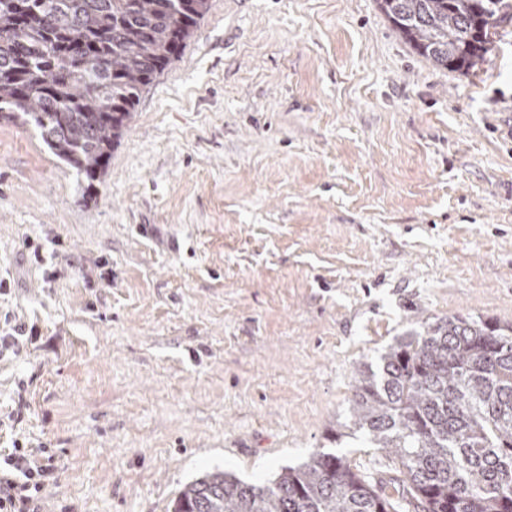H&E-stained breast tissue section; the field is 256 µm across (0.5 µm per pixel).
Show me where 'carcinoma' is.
<instances>
[{"label": "carcinoma", "mask_w": 512, "mask_h": 512, "mask_svg": "<svg viewBox=\"0 0 512 512\" xmlns=\"http://www.w3.org/2000/svg\"><path fill=\"white\" fill-rule=\"evenodd\" d=\"M210 0H0V112L33 123L91 189L141 92L179 60ZM433 66L468 74L512 0H378ZM354 425L392 453L393 492L330 452L267 484L207 473L174 512H512V326L451 315L355 376Z\"/></svg>", "instance_id": "carcinoma-1"}]
</instances>
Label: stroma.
Instances as JSON below:
<instances>
[{"label":"stroma","instance_id":"35a3bbf8","mask_svg":"<svg viewBox=\"0 0 512 512\" xmlns=\"http://www.w3.org/2000/svg\"><path fill=\"white\" fill-rule=\"evenodd\" d=\"M469 74L376 0H210L93 194L0 112V453L39 512H173L221 470L381 458L354 377L423 322L512 325V21ZM14 448L16 452L4 458L3 471L0 458V511L36 512L29 505L49 480L50 466L41 464L32 453H21L17 442Z\"/></svg>","mask_w":512,"mask_h":512}]
</instances>
